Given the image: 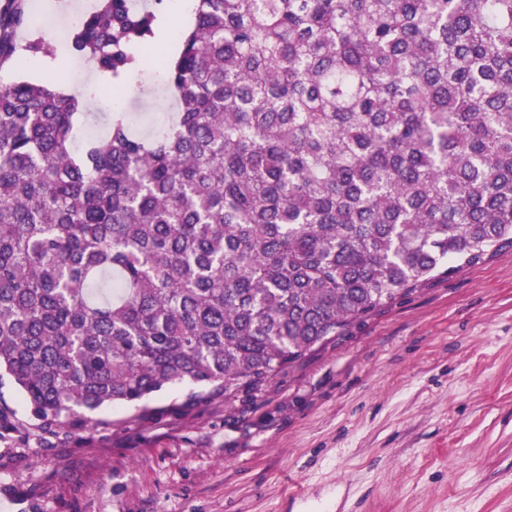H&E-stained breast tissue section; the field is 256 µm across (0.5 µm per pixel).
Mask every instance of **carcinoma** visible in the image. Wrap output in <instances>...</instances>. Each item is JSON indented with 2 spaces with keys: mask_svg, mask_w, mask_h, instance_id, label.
I'll return each mask as SVG.
<instances>
[{
  "mask_svg": "<svg viewBox=\"0 0 512 512\" xmlns=\"http://www.w3.org/2000/svg\"><path fill=\"white\" fill-rule=\"evenodd\" d=\"M179 113L96 135L61 76L0 78V378L30 426L192 383L229 400L438 275L512 248V0H195ZM158 16L68 37L114 86ZM54 57L0 8V73Z\"/></svg>",
  "mask_w": 512,
  "mask_h": 512,
  "instance_id": "1",
  "label": "carcinoma"
}]
</instances>
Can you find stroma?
Masks as SVG:
<instances>
[{"label":"stroma","mask_w":512,"mask_h":512,"mask_svg":"<svg viewBox=\"0 0 512 512\" xmlns=\"http://www.w3.org/2000/svg\"><path fill=\"white\" fill-rule=\"evenodd\" d=\"M125 110L173 106L150 70ZM0 512H512V249L438 277L232 400L191 383L87 429L0 379Z\"/></svg>","instance_id":"stroma-1"}]
</instances>
